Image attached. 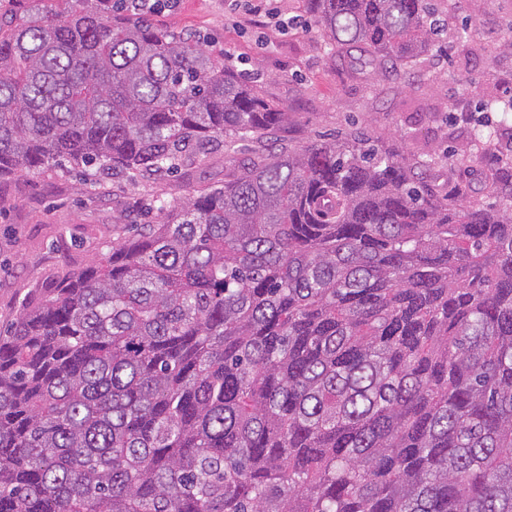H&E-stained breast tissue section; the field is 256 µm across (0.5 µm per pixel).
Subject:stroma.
Masks as SVG:
<instances>
[{
  "label": "stroma",
  "instance_id": "obj_1",
  "mask_svg": "<svg viewBox=\"0 0 512 512\" xmlns=\"http://www.w3.org/2000/svg\"><path fill=\"white\" fill-rule=\"evenodd\" d=\"M248 9L247 0L233 10L225 0H175L152 18L168 32L200 37L240 73H257L264 96L293 112L292 122L259 145L241 139L220 144L187 176L137 175L99 184L45 170L1 181L7 202L0 211L1 332L65 266L105 251L116 212L126 211L129 224L143 223L142 206L223 185L259 146L276 152L358 130L371 144L393 142L411 158L433 160L438 183L469 182L472 202L491 203L483 175L512 165V123L495 125L492 151L468 168L457 162L475 151L460 109L490 95H512V84L503 82L512 74V53L498 47L512 31V0H443L449 33L439 50L375 80L351 75L336 61L306 0H267L258 16Z\"/></svg>",
  "mask_w": 512,
  "mask_h": 512
}]
</instances>
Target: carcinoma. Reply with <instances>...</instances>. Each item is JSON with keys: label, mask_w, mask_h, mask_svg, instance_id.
I'll return each instance as SVG.
<instances>
[{"label": "carcinoma", "mask_w": 512, "mask_h": 512, "mask_svg": "<svg viewBox=\"0 0 512 512\" xmlns=\"http://www.w3.org/2000/svg\"><path fill=\"white\" fill-rule=\"evenodd\" d=\"M44 2L0 24V178L169 175L292 120L148 14ZM309 4L382 76L445 26L437 0ZM430 168L351 131L113 217L0 335V512H512V186L476 205Z\"/></svg>", "instance_id": "carcinoma-1"}]
</instances>
